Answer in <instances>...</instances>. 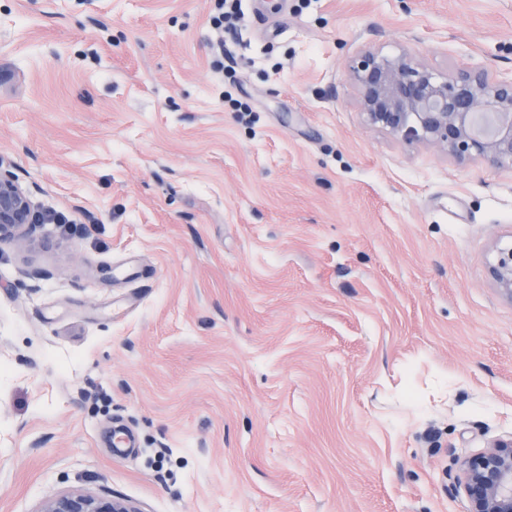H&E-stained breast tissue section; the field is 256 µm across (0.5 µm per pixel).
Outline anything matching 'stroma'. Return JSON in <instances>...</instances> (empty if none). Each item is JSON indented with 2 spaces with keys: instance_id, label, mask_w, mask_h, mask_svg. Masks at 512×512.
I'll list each match as a JSON object with an SVG mask.
<instances>
[{
  "instance_id": "obj_1",
  "label": "stroma",
  "mask_w": 512,
  "mask_h": 512,
  "mask_svg": "<svg viewBox=\"0 0 512 512\" xmlns=\"http://www.w3.org/2000/svg\"><path fill=\"white\" fill-rule=\"evenodd\" d=\"M0 0V512H464L512 435V163L367 126L349 59L512 72V0ZM224 60L223 69L213 66ZM211 22L216 27L234 29L245 22V14L241 9V0H214ZM14 163L0 154V240L28 238L41 224L30 192L14 173ZM489 274L501 294L512 300V246L500 249L497 261L489 268ZM38 512H142L132 502L81 489L47 496Z\"/></svg>"
}]
</instances>
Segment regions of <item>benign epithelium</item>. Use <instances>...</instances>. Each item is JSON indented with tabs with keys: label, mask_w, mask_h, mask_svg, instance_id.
I'll list each match as a JSON object with an SVG mask.
<instances>
[{
	"label": "benign epithelium",
	"mask_w": 512,
	"mask_h": 512,
	"mask_svg": "<svg viewBox=\"0 0 512 512\" xmlns=\"http://www.w3.org/2000/svg\"><path fill=\"white\" fill-rule=\"evenodd\" d=\"M364 122L424 143L460 161L480 157L493 164L512 162V76L483 66L439 75L416 56L384 55L370 48L348 63ZM41 224L30 192L0 155V240L28 238ZM489 274L512 300V246L499 251ZM465 512H512V435L494 440L466 459L458 477ZM39 512H141L132 502L81 489L47 496Z\"/></svg>",
	"instance_id": "7a95c632"
}]
</instances>
